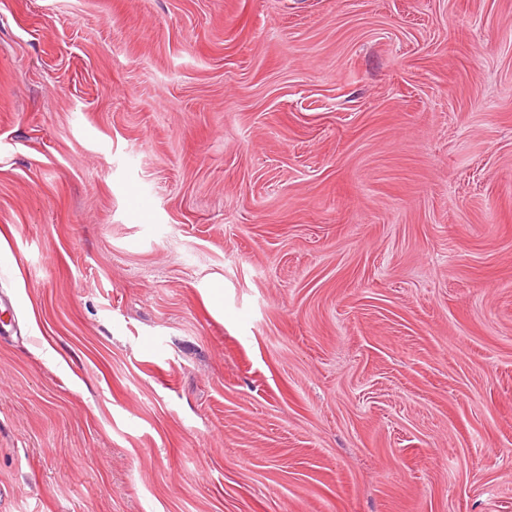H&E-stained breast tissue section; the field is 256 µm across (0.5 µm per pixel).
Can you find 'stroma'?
Here are the masks:
<instances>
[{
    "label": "stroma",
    "mask_w": 512,
    "mask_h": 512,
    "mask_svg": "<svg viewBox=\"0 0 512 512\" xmlns=\"http://www.w3.org/2000/svg\"><path fill=\"white\" fill-rule=\"evenodd\" d=\"M0 512H512V0H0Z\"/></svg>",
    "instance_id": "obj_1"
}]
</instances>
